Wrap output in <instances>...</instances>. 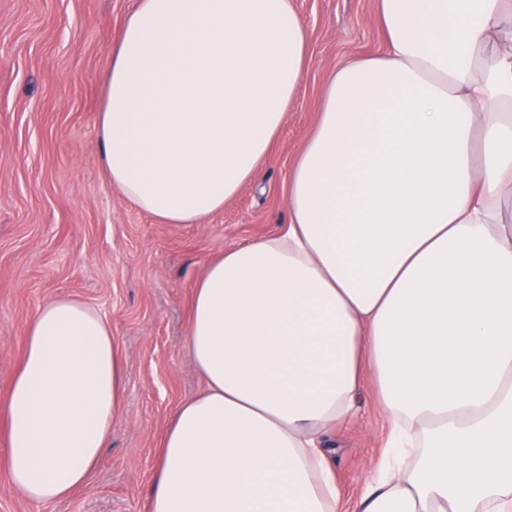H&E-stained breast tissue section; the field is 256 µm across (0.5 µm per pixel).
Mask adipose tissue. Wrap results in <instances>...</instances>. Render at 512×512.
I'll list each match as a JSON object with an SVG mask.
<instances>
[{
  "instance_id": "obj_1",
  "label": "adipose tissue",
  "mask_w": 512,
  "mask_h": 512,
  "mask_svg": "<svg viewBox=\"0 0 512 512\" xmlns=\"http://www.w3.org/2000/svg\"><path fill=\"white\" fill-rule=\"evenodd\" d=\"M383 52L336 68L287 224L208 262L186 345L203 392L144 512H340L323 435L371 355L390 430L355 512H512V0H378ZM291 0H137L98 116L112 184L163 224L255 177L304 73ZM112 329L41 305L9 386L12 485H84L124 407Z\"/></svg>"
}]
</instances>
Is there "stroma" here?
I'll return each instance as SVG.
<instances>
[{
	"mask_svg": "<svg viewBox=\"0 0 512 512\" xmlns=\"http://www.w3.org/2000/svg\"><path fill=\"white\" fill-rule=\"evenodd\" d=\"M308 62L283 130L246 185L197 224H162L113 187L100 161L101 75L135 0H0V405L27 327L58 296L98 310L129 376L127 402L88 481L34 504L10 483L0 434V512H144L157 441L203 387L184 336L194 288L224 249L279 232L288 178L337 66L384 48L377 0H292ZM389 429L376 392L329 439L351 512Z\"/></svg>",
	"mask_w": 512,
	"mask_h": 512,
	"instance_id": "obj_1",
	"label": "stroma"
}]
</instances>
